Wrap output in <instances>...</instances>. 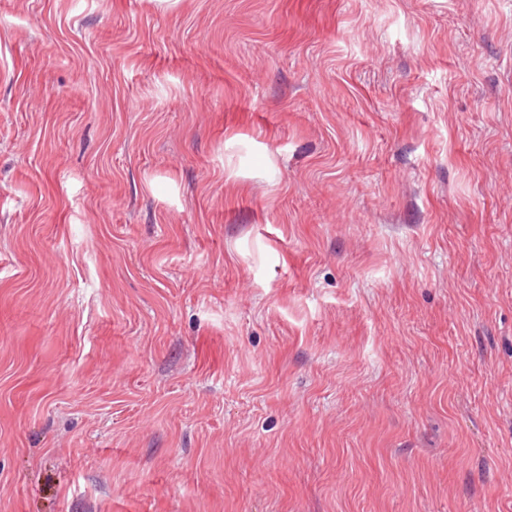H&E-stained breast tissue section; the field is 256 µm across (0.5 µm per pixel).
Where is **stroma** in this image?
Returning <instances> with one entry per match:
<instances>
[{
  "label": "stroma",
  "mask_w": 512,
  "mask_h": 512,
  "mask_svg": "<svg viewBox=\"0 0 512 512\" xmlns=\"http://www.w3.org/2000/svg\"><path fill=\"white\" fill-rule=\"evenodd\" d=\"M0 512H512V0H0Z\"/></svg>",
  "instance_id": "35a3bbf8"
}]
</instances>
